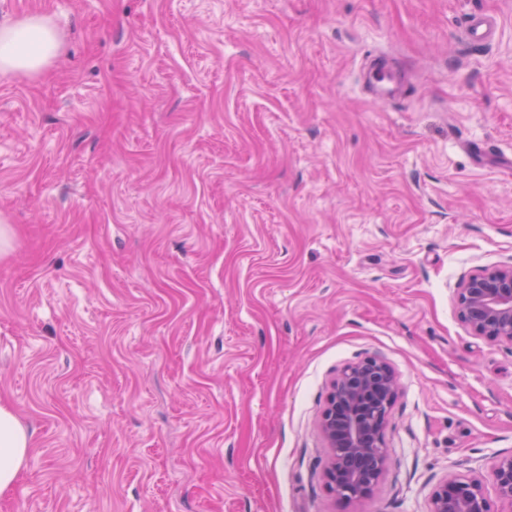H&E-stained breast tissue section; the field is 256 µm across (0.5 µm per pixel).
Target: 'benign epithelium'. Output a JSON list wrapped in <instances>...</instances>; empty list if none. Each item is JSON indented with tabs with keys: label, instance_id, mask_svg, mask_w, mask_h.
Segmentation results:
<instances>
[{
	"label": "benign epithelium",
	"instance_id": "benign-epithelium-1",
	"mask_svg": "<svg viewBox=\"0 0 512 512\" xmlns=\"http://www.w3.org/2000/svg\"><path fill=\"white\" fill-rule=\"evenodd\" d=\"M454 296L472 335L512 348V262L481 268L458 282ZM399 389L393 367L375 355L347 364L329 381L318 428L329 449L322 479L333 496L360 501L379 485L389 464L384 433ZM490 470L501 510H493L480 478L453 475L432 488L428 512H512V455L494 456Z\"/></svg>",
	"mask_w": 512,
	"mask_h": 512
}]
</instances>
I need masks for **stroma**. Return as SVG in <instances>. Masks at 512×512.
I'll use <instances>...</instances> for the list:
<instances>
[{
	"mask_svg": "<svg viewBox=\"0 0 512 512\" xmlns=\"http://www.w3.org/2000/svg\"><path fill=\"white\" fill-rule=\"evenodd\" d=\"M496 41L460 37L475 11ZM0 512H427L512 453V348L454 288L512 261V0H0ZM409 90L371 95L372 59ZM400 393L373 495L321 473L328 380ZM61 37L52 21L31 14L0 24V74L40 73L56 58ZM31 448V436L12 409L0 404V494L15 485Z\"/></svg>",
	"mask_w": 512,
	"mask_h": 512,
	"instance_id": "35a3bbf8",
	"label": "stroma"
}]
</instances>
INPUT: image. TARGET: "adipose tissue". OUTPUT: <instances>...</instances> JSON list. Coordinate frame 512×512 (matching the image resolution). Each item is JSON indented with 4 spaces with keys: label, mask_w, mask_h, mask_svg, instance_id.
I'll return each instance as SVG.
<instances>
[{
    "label": "adipose tissue",
    "mask_w": 512,
    "mask_h": 512,
    "mask_svg": "<svg viewBox=\"0 0 512 512\" xmlns=\"http://www.w3.org/2000/svg\"><path fill=\"white\" fill-rule=\"evenodd\" d=\"M61 46L52 21L31 14L0 24V74H36L51 64ZM31 437L12 409L0 404V493L12 488L25 463Z\"/></svg>",
    "instance_id": "adipose-tissue-1"
}]
</instances>
